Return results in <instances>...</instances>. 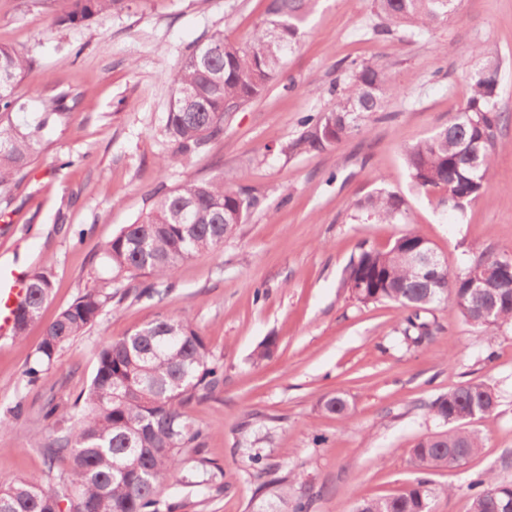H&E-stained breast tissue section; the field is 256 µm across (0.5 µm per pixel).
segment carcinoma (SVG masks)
Wrapping results in <instances>:
<instances>
[{
	"label": "carcinoma",
	"instance_id": "carcinoma-1",
	"mask_svg": "<svg viewBox=\"0 0 512 512\" xmlns=\"http://www.w3.org/2000/svg\"><path fill=\"white\" fill-rule=\"evenodd\" d=\"M316 0H268L265 17L245 44L222 33L198 42L169 75L173 86L164 132L169 150L160 165L176 163L224 135L233 113L260 96L282 73L288 53L298 48L304 24ZM381 22L374 34L384 36L398 24L423 31L448 22L461 0H376ZM61 23L76 24L122 8L124 0H63ZM30 61L15 48L0 45V187L11 183L29 165L42 131L63 121L80 94L54 95L44 104L43 117L22 128L9 115L23 105L16 88ZM499 63L488 58L471 75L469 95L431 136L405 149L404 162L413 182L443 193L440 204L452 210L488 200V175L501 149L497 107ZM395 77L378 64L358 65L346 86L336 93V106L303 121L304 130L288 144L293 154L320 152L360 131L372 114L384 110L388 98L401 94ZM259 198L233 178L188 181L160 196L146 216L127 225L103 246L109 277L86 289L64 308L35 349L27 373H46L58 351L82 335L112 302V288L125 274L143 272L155 283L143 289L152 297L182 263L223 249L226 239L247 221ZM378 222L406 218L404 200L380 189L360 203ZM425 238L410 229L386 249L362 247L346 269L343 287L360 303L391 301L402 317L398 332L417 344L429 334L421 313L452 301L473 329L493 334L512 323V278L500 280V257L482 253L471 267L492 270L483 291L495 296L494 312L480 316V297L470 286L469 272L452 275L442 268L426 283L410 257ZM53 290L46 271L32 275L24 305L27 316L15 312L12 333L24 341L29 324L38 318ZM277 339L263 341L252 354L259 364L274 354ZM224 386V366L215 358L205 336L188 315H161L134 333L104 343L87 390L72 406L47 403V416L69 426L41 443L48 461L71 459L70 471L50 488L32 478L0 484V512H160L158 493L164 479L183 464L182 450L199 445L202 430L189 410L209 400ZM498 407V394L481 382H466L439 396L430 412L448 429L421 437L410 456L425 470L454 467L483 447L481 436L468 428ZM321 409L349 418L341 396L326 398ZM251 462L265 477L259 490L269 495L263 512H308L309 502L294 495L288 473L268 465L256 452ZM471 512H505L512 503V485L499 483L489 472L471 482ZM432 489L420 478L400 494L362 499L355 512H430Z\"/></svg>",
	"mask_w": 512,
	"mask_h": 512
}]
</instances>
